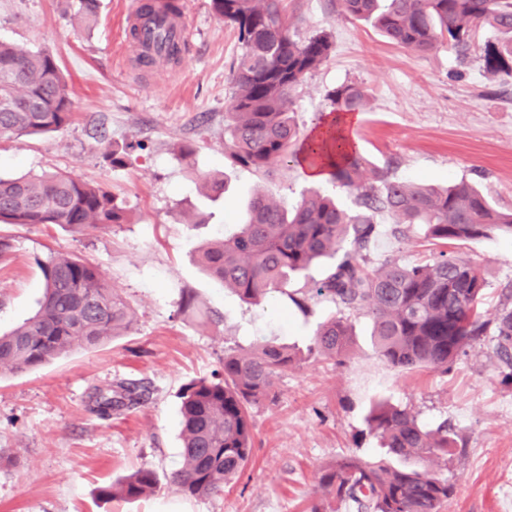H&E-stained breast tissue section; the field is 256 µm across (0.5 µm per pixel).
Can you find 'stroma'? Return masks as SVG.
I'll list each match as a JSON object with an SVG mask.
<instances>
[{"label":"stroma","instance_id":"1","mask_svg":"<svg viewBox=\"0 0 512 512\" xmlns=\"http://www.w3.org/2000/svg\"><path fill=\"white\" fill-rule=\"evenodd\" d=\"M139 0H100L85 25L74 0H0V40L55 56L72 93L71 124L47 133L0 138V177L61 171L123 199L128 223L73 230L0 222L12 256L0 265V332L31 317L41 297L40 261L69 254L98 265L104 282L135 313L131 328L94 349L73 348L42 366L0 373V512H309L324 498L320 471L355 454L380 456L366 430L380 398L428 428L447 422L457 446L436 469L454 492L442 512H512V387L492 337L449 368L402 370L382 358L372 320L330 299L303 315L290 301L247 304L208 277L202 245L232 230L256 193L291 208L313 186L299 166L257 175L224 157L228 77L242 52L236 31L211 0H179L186 50L176 61L142 65L123 34ZM292 32L324 31L334 49L309 73L289 106L301 135L332 111L329 93L358 83L368 105L355 128L357 149L398 179L438 184L466 178L502 210H512V79L484 67L497 32L480 31L467 58L441 46L414 53L389 43L369 23L340 15L339 0H283ZM141 142L126 166L112 167L106 145ZM196 151L180 156L177 145ZM224 181L210 197L207 180ZM469 256L487 281L481 305L493 318L512 292V238L493 235L443 244L419 230L387 235L372 263L394 255L406 264L439 251ZM193 296L183 308L184 296ZM347 315L353 342L343 360L311 356L275 379L274 400L251 410L254 456L223 492L183 495L171 484L182 463L179 394L220 371L225 353L277 340L306 349L318 324ZM147 387L145 400L102 418L89 409L94 389L117 382ZM153 469L158 489L127 501L99 487Z\"/></svg>","mask_w":512,"mask_h":512}]
</instances>
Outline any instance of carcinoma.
Returning a JSON list of instances; mask_svg holds the SVG:
<instances>
[{
    "label": "carcinoma",
    "instance_id": "cac0c4a2",
    "mask_svg": "<svg viewBox=\"0 0 512 512\" xmlns=\"http://www.w3.org/2000/svg\"><path fill=\"white\" fill-rule=\"evenodd\" d=\"M211 2L243 47L229 74L224 155L256 173L300 162L305 143L288 104L305 77L331 54V36L322 32L294 39L282 0ZM99 7V0H77V13L88 22ZM341 7L344 16L370 20L389 41L418 53L446 45L464 59L478 31H497L508 39L486 48L485 68L512 78V0H386L384 6L380 0H341ZM164 41L165 52L154 56L145 51L141 62L179 59L185 45L170 33ZM330 101L334 111L355 114L365 111L367 94L350 83L336 88ZM72 106L68 83L50 52H28L0 41V137L61 128ZM367 167V159L354 149L330 172L333 183L355 195L352 208L337 203L332 192L306 195L288 211L262 193L255 195L242 222L211 242L199 262L250 304L279 292L305 315L311 311L309 300L323 296L348 311L366 312L379 354L397 368L446 371L466 348L490 334L512 369V293L494 319H482L487 282L470 259L440 251L413 265L387 256L372 267L369 257L378 237L390 233L404 239L414 227L444 243L512 236V211L498 209L466 179L437 187L374 170L367 181ZM382 213L393 224L379 223ZM0 221L109 228L128 223V215L106 188L56 172L0 179ZM320 258L335 260L329 274L301 296L289 293L290 277ZM40 267L45 289L37 312L0 334L1 372L35 369L75 345L95 348L122 335L133 322L132 310L94 265L58 254ZM351 338L348 319L333 316L319 327L305 354L266 340L248 352L224 354L222 372L187 384L180 407L182 465L173 484L192 497L222 492L253 457L250 409L275 398V375L306 354L341 358ZM142 397L139 386L120 382L95 389L91 410L109 417ZM366 424L380 446L405 464L345 456L321 471L320 487L354 512H441L453 484L430 472L428 462L448 459L454 444L448 422L426 429L407 410L378 403ZM157 485L156 473L142 468L101 494L134 500Z\"/></svg>",
    "mask_w": 512,
    "mask_h": 512
}]
</instances>
